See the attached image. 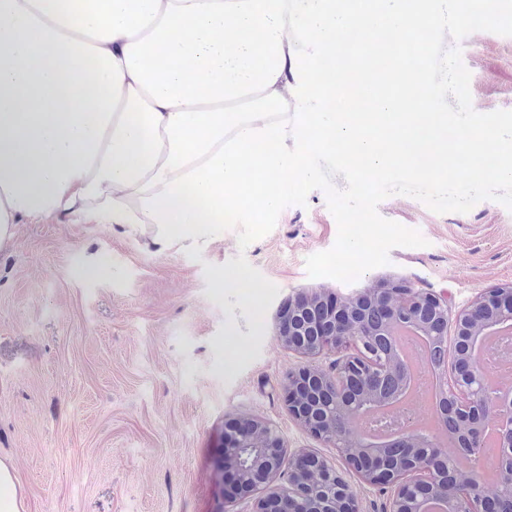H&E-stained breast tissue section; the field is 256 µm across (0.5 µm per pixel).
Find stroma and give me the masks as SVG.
I'll list each match as a JSON object with an SVG mask.
<instances>
[{"mask_svg":"<svg viewBox=\"0 0 512 512\" xmlns=\"http://www.w3.org/2000/svg\"><path fill=\"white\" fill-rule=\"evenodd\" d=\"M499 4L483 23L436 33L437 55L454 63L435 80L457 139L473 116L512 117V0ZM378 212L427 244L393 248L388 265L351 283L306 272V258L337 237L320 190L247 249L231 228L197 261L146 251L106 224L22 225L0 254V458L25 512H226L224 423L238 413L276 423L289 448L334 456L282 399L301 360L276 336V305L303 289L348 296L392 278L457 308L512 285V211L500 203L439 214L392 195ZM240 254L279 289L259 343L236 295L217 299L204 277V264ZM230 335L241 350L231 365Z\"/></svg>","mask_w":512,"mask_h":512,"instance_id":"obj_1","label":"stroma"}]
</instances>
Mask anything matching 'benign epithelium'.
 <instances>
[{
	"label": "benign epithelium",
	"mask_w": 512,
	"mask_h": 512,
	"mask_svg": "<svg viewBox=\"0 0 512 512\" xmlns=\"http://www.w3.org/2000/svg\"><path fill=\"white\" fill-rule=\"evenodd\" d=\"M388 331L412 327L440 337L451 347L443 363L444 399L438 420L456 422L450 447L428 438L394 432L382 446L362 445L358 415L371 385L403 371L372 347L374 325ZM512 328V287L491 288L455 309L448 297L387 281L356 295L338 297L302 290L278 312L277 336L305 364L282 383L288 413L310 436L336 451L330 459L310 450H292L279 427L250 415L235 418L224 433V472L234 479V501L248 512H360L354 482L387 493L383 512H487V505L512 496V467L496 459L497 480L483 482L478 468L454 480L443 477L429 458L454 465L464 448L482 445L483 429L501 424L500 447L512 448V390L488 394L482 364V337ZM329 369L317 361L330 356Z\"/></svg>",
	"instance_id": "7a95c632"
}]
</instances>
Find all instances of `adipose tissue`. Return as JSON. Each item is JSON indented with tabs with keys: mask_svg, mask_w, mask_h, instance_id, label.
<instances>
[{
	"mask_svg": "<svg viewBox=\"0 0 512 512\" xmlns=\"http://www.w3.org/2000/svg\"><path fill=\"white\" fill-rule=\"evenodd\" d=\"M497 0H0V252L46 217L107 224L158 253L205 249L316 176L330 137L354 174L512 180V122L449 141L425 70L390 68L375 111L316 84L328 40L391 25L431 42ZM496 153L481 168L469 157Z\"/></svg>",
	"mask_w": 512,
	"mask_h": 512,
	"instance_id": "1",
	"label": "adipose tissue"
}]
</instances>
